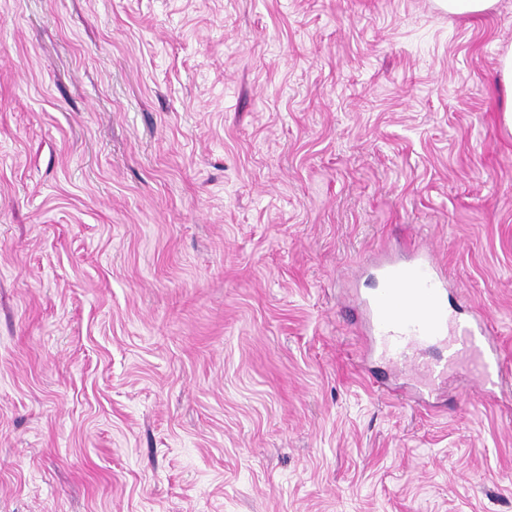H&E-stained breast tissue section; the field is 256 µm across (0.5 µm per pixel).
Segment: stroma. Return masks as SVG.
<instances>
[{"label": "stroma", "mask_w": 512, "mask_h": 512, "mask_svg": "<svg viewBox=\"0 0 512 512\" xmlns=\"http://www.w3.org/2000/svg\"><path fill=\"white\" fill-rule=\"evenodd\" d=\"M512 0H0V512H512ZM498 336L362 348L412 246ZM441 9L451 15H481L495 8L498 0H437ZM499 81L502 84L507 101L502 112L504 122L512 130V44L502 49L499 57Z\"/></svg>", "instance_id": "1"}]
</instances>
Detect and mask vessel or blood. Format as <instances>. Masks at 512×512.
<instances>
[{"instance_id":"obj_1","label":"vessel or blood","mask_w":512,"mask_h":512,"mask_svg":"<svg viewBox=\"0 0 512 512\" xmlns=\"http://www.w3.org/2000/svg\"><path fill=\"white\" fill-rule=\"evenodd\" d=\"M377 273L380 286L364 300L368 346L389 361L426 370L432 378L436 371L421 353L440 345L448 350V366L467 365L482 387L492 386L498 359L494 328L449 315L447 274L431 250L386 260Z\"/></svg>"}]
</instances>
